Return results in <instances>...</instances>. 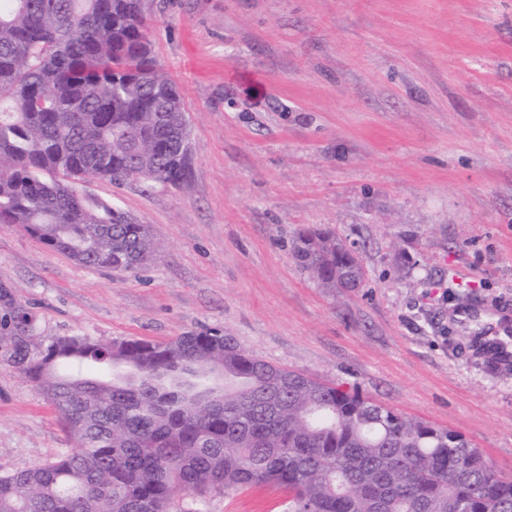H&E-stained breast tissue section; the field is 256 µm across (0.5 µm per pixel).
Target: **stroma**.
<instances>
[{
	"label": "stroma",
	"mask_w": 512,
	"mask_h": 512,
	"mask_svg": "<svg viewBox=\"0 0 512 512\" xmlns=\"http://www.w3.org/2000/svg\"><path fill=\"white\" fill-rule=\"evenodd\" d=\"M152 51L189 119L183 186L102 179L162 244L119 272L0 224V473L72 439L14 365L29 313L62 336L221 330L251 355L462 432L512 476V0H152ZM356 246L331 291L298 232ZM268 488L201 512H283Z\"/></svg>",
	"instance_id": "35a3bbf8"
}]
</instances>
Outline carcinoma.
Here are the masks:
<instances>
[{"label": "carcinoma", "mask_w": 512, "mask_h": 512, "mask_svg": "<svg viewBox=\"0 0 512 512\" xmlns=\"http://www.w3.org/2000/svg\"><path fill=\"white\" fill-rule=\"evenodd\" d=\"M148 0H0V224L91 267L134 270L159 243L75 182L181 186L189 127L153 56ZM300 266L324 288L364 279L360 256L305 229ZM0 336L74 446L0 474V512H199L213 491L285 493L284 512H512V477L459 431L356 388L275 366L218 330L167 342Z\"/></svg>", "instance_id": "cac0c4a2"}]
</instances>
